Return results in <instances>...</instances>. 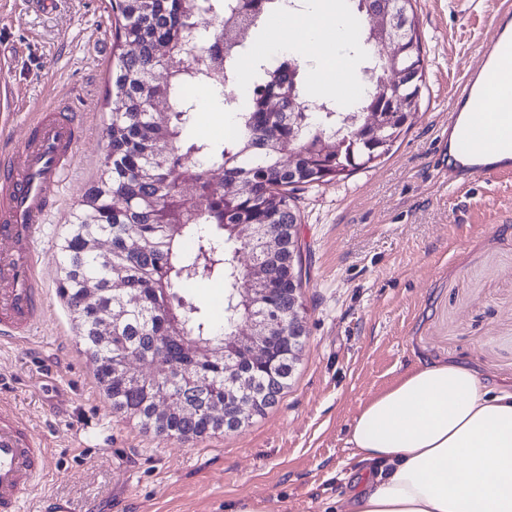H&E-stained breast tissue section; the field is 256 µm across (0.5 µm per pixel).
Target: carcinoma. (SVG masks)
Returning <instances> with one entry per match:
<instances>
[{
	"instance_id": "obj_1",
	"label": "carcinoma",
	"mask_w": 512,
	"mask_h": 512,
	"mask_svg": "<svg viewBox=\"0 0 512 512\" xmlns=\"http://www.w3.org/2000/svg\"><path fill=\"white\" fill-rule=\"evenodd\" d=\"M349 11L370 17L385 13L400 19L401 37L393 61L365 68L366 80L343 112L323 106L304 112L307 97L300 64L293 59L253 62L257 90L244 105L229 103L236 134L230 145L191 140L195 104L188 90L206 87L224 103V85L235 81L239 60L273 10H291L295 0H264L262 8L241 14L238 0H112L115 41L112 54V110L107 146L97 180L82 194L60 239L55 263L61 270L57 292L77 329V347L94 366V378L112 413L135 420L158 437L190 442L238 426L214 419L209 410L224 404L228 381L246 384L262 416L281 401L296 363L288 346L274 344L267 359L242 356L194 362L187 343L222 346L236 323L250 317L266 321L274 336L288 335V267L301 252V223L293 193L305 186L348 177L388 155L410 128L424 77L420 36L412 0H348ZM218 22L210 31L197 18ZM391 30L377 25L362 30L356 44H377ZM167 64L162 85L148 75ZM272 97L287 109L272 115ZM168 104L166 120L156 123L149 103ZM223 171L215 186L209 168ZM189 173L200 202L184 210L179 178ZM239 192L228 196L224 183ZM240 224L256 225L248 239ZM112 239L105 255L87 249L94 238ZM278 248L270 251L268 241ZM248 262L239 264V255ZM255 267L274 286L270 296L248 303L246 289ZM118 278L123 287L113 288ZM224 281V323L216 322L196 301L191 287ZM98 284L100 303L82 304L87 282ZM137 292L140 304L112 322V336H99V325L126 303L123 289ZM169 365L164 383L175 398L159 414L152 401L155 381L143 368L155 359ZM194 407L187 415L180 405Z\"/></svg>"
}]
</instances>
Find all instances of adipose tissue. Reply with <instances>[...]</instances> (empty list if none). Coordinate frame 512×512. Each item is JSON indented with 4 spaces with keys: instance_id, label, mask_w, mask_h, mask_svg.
I'll return each mask as SVG.
<instances>
[{
    "instance_id": "ef3b65f1",
    "label": "adipose tissue",
    "mask_w": 512,
    "mask_h": 512,
    "mask_svg": "<svg viewBox=\"0 0 512 512\" xmlns=\"http://www.w3.org/2000/svg\"><path fill=\"white\" fill-rule=\"evenodd\" d=\"M277 28L279 50L313 63L309 100L348 104L335 69L357 18L323 0L281 15ZM348 442L368 480L347 492V512H512V386H491L468 367L407 373L361 409Z\"/></svg>"
}]
</instances>
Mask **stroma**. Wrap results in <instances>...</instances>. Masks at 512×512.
<instances>
[{"label": "stroma", "instance_id": "stroma-1", "mask_svg": "<svg viewBox=\"0 0 512 512\" xmlns=\"http://www.w3.org/2000/svg\"><path fill=\"white\" fill-rule=\"evenodd\" d=\"M505 0H416L423 98L390 157L297 194L307 336L280 403L234 432L193 443L113 415L56 294L53 259L70 212L106 150L110 0H0L4 137L21 145L33 108L71 99L87 113L60 205L42 230L46 323L0 344V399L49 445V472L26 498L73 512H343L361 471L347 439L356 415L405 372L470 366L512 384V178L463 184L448 170L449 103ZM191 136L224 139L227 108L197 89Z\"/></svg>", "mask_w": 512, "mask_h": 512}]
</instances>
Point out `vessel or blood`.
I'll use <instances>...</instances> for the list:
<instances>
[{"mask_svg": "<svg viewBox=\"0 0 512 512\" xmlns=\"http://www.w3.org/2000/svg\"><path fill=\"white\" fill-rule=\"evenodd\" d=\"M492 25L496 37L481 46L455 97L458 104L478 106L490 86L512 77V9H499ZM499 103L500 111L476 109L450 125L449 168L460 178L512 177L511 158L481 160L494 145H512V93ZM84 134L82 113L62 99L35 112L21 146L0 152V340L34 338L45 323V260L36 234L60 203L61 184ZM48 470L45 439L14 406L0 400V512H24L26 496Z\"/></svg>", "mask_w": 512, "mask_h": 512, "instance_id": "1", "label": "vessel or blood"}]
</instances>
